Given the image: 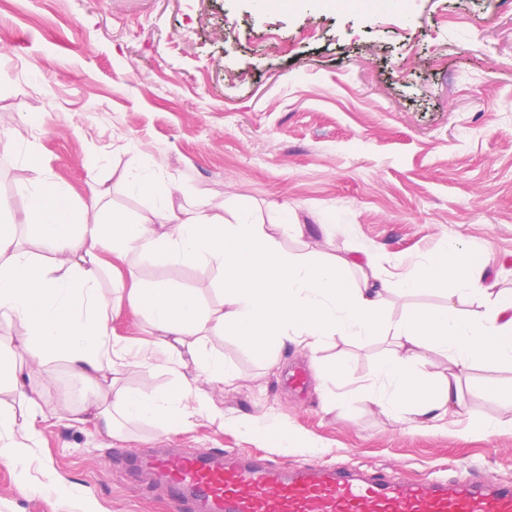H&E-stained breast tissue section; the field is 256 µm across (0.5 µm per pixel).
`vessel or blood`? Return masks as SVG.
<instances>
[{"label":"vessel or blood","mask_w":512,"mask_h":512,"mask_svg":"<svg viewBox=\"0 0 512 512\" xmlns=\"http://www.w3.org/2000/svg\"><path fill=\"white\" fill-rule=\"evenodd\" d=\"M142 492L163 488L176 512H512V481L470 469L410 479L397 469L300 466L212 448L125 452Z\"/></svg>","instance_id":"obj_1"}]
</instances>
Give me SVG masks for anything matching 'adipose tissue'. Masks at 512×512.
Here are the masks:
<instances>
[{"mask_svg":"<svg viewBox=\"0 0 512 512\" xmlns=\"http://www.w3.org/2000/svg\"><path fill=\"white\" fill-rule=\"evenodd\" d=\"M18 191L26 199L28 240H18L14 225L0 224V321L22 327L18 341L31 361L19 364L0 346L2 464L22 463L29 443L37 440L48 418L39 371L59 358L90 386L80 404L85 420L115 438L122 435V419L163 432L189 429L199 418L223 421V409L202 386L230 385L238 375L209 350L214 337H235L247 350L292 341L313 355L337 336L362 342L391 337L395 349L379 364L364 396L417 428L456 419L463 371L512 364V297L503 298L489 283L480 248L452 240L395 283L375 275L355 285L347 279L352 260L283 246L281 233L302 232L285 204L279 223L261 224L243 211L227 224L206 210L177 204L171 189L161 201L165 221L156 224L108 208L104 189L96 190L89 205L75 203L67 189L45 178L20 184ZM112 254L209 268L221 280L222 301L211 306L184 288L147 287L133 271L117 278L112 296H105L100 280ZM392 285L405 292L444 286L449 297L479 300L483 310L464 318L451 304L391 322L384 317V294ZM122 303L146 318L150 338L144 347L132 348L111 335L108 310ZM430 351L446 357L447 373L426 370ZM129 362L140 368L143 384L122 389L115 374ZM159 369L176 375V389H152ZM19 430L20 441L14 438Z\"/></svg>","mask_w":512,"mask_h":512,"instance_id":"1","label":"adipose tissue"}]
</instances>
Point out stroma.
I'll use <instances>...</instances> for the list:
<instances>
[{"instance_id": "stroma-1", "label": "stroma", "mask_w": 512, "mask_h": 512, "mask_svg": "<svg viewBox=\"0 0 512 512\" xmlns=\"http://www.w3.org/2000/svg\"><path fill=\"white\" fill-rule=\"evenodd\" d=\"M0 141V197L17 220L18 185L39 178L84 203L104 182L111 207L148 218L174 184L228 222L246 207L273 224L288 203L303 229L283 234L288 251L371 253L390 281L448 241L474 244L489 280L512 290V0H402L397 11L368 0H0ZM136 169L156 174L150 192L127 191ZM138 275L221 301L219 276L201 266L144 263ZM210 347L239 372L206 388L224 424L127 423L120 439L76 421L80 401L63 394L77 381L63 360L47 365L57 415L24 466L0 464V512H174L112 463L121 447L246 450L291 465L318 456L408 475L465 465L512 480L511 430L417 429L364 399L389 338L326 345L324 367L347 365L340 382L291 342L252 351L227 336ZM298 369L305 387H287ZM511 397L512 366L461 376L464 420L502 416ZM256 419L264 433L245 429ZM22 483L36 493L20 495Z\"/></svg>"}]
</instances>
